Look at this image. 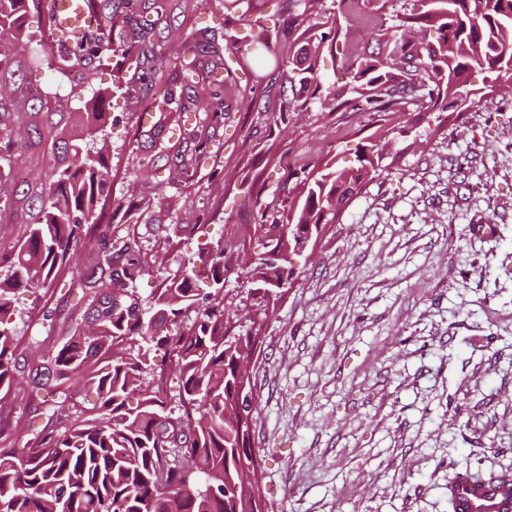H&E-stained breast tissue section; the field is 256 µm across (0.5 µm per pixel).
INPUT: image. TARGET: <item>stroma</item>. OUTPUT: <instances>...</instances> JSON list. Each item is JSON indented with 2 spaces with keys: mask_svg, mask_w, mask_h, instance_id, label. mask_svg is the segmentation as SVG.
Masks as SVG:
<instances>
[{
  "mask_svg": "<svg viewBox=\"0 0 512 512\" xmlns=\"http://www.w3.org/2000/svg\"><path fill=\"white\" fill-rule=\"evenodd\" d=\"M15 78L66 92L37 44L16 49ZM135 83L107 110L111 193L99 231L135 238L150 305L199 244L250 253L256 195L311 161L355 165L364 136L400 132L378 175L316 246L267 312L229 279L244 327L263 340L252 385V444L267 512H453L448 486L512 474V109L486 97L448 117L253 110L212 123L204 167L170 177L166 113ZM154 167L158 182L137 183ZM162 193L167 205L141 207ZM77 295L22 290L12 317L21 348L69 335Z\"/></svg>",
  "mask_w": 512,
  "mask_h": 512,
  "instance_id": "35a3bbf8",
  "label": "stroma"
}]
</instances>
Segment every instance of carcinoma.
<instances>
[{
	"label": "carcinoma",
	"mask_w": 512,
	"mask_h": 512,
	"mask_svg": "<svg viewBox=\"0 0 512 512\" xmlns=\"http://www.w3.org/2000/svg\"><path fill=\"white\" fill-rule=\"evenodd\" d=\"M44 0H0V36L14 46L35 37L50 66L72 75L64 96L39 98L27 119L62 112L77 100L91 133L105 121L111 98L136 80L160 85L150 108L169 113L173 130L195 141L177 148L168 169L182 173L205 163L209 123L240 111L244 99L258 112L279 96V112L343 110L364 115L463 111L473 99L491 96L512 107V0H412L410 12L379 28L385 51H362L349 43L344 21L367 12L371 0H283L291 26L288 54L275 50L280 35L260 12L265 0H208L235 17V27L197 24L198 0H178L187 56L166 69L159 53L157 17L173 0H87L97 24L80 37L51 25ZM329 54L348 81L326 84L321 58ZM120 58L112 85L84 99L86 72ZM485 73L482 86L467 75ZM31 98L25 83L0 80V188L10 187L24 142L7 127ZM53 163L36 193L39 209L0 273V409L18 379H27L36 402L27 421L33 440L23 446L0 432V512H262L244 497L240 471L258 465L251 443L253 407L241 394L240 360L257 347L252 332L235 330L225 302L227 246L205 243L183 260L182 272L142 307L129 285L145 262L121 245L99 239L94 265L79 272L78 244L95 224L110 173L105 146L93 147L65 128L48 127ZM357 165L336 169L311 165L287 169L299 203L256 197L255 233L262 245L248 273L267 298L292 274L289 255L339 217L336 203L361 193L382 169L377 144L357 150ZM69 277L88 301L71 335L34 360L19 352L12 325L19 288L50 289ZM194 313L186 331L167 333L169 317ZM164 351L177 380L184 412L167 410L150 363Z\"/></svg>",
	"instance_id": "carcinoma-1"
}]
</instances>
